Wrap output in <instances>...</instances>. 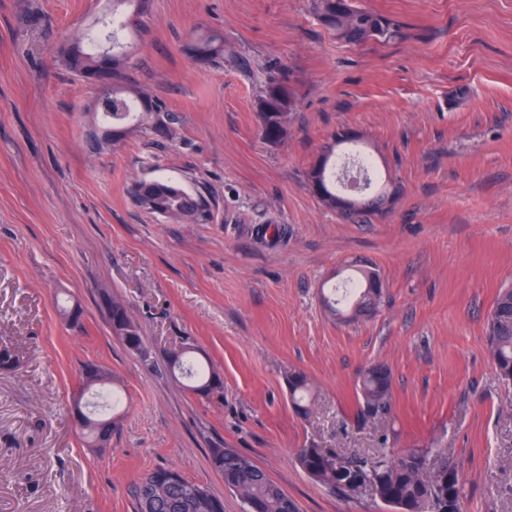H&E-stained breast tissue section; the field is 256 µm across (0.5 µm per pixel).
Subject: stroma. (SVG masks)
<instances>
[{
  "label": "stroma",
  "instance_id": "stroma-1",
  "mask_svg": "<svg viewBox=\"0 0 512 512\" xmlns=\"http://www.w3.org/2000/svg\"><path fill=\"white\" fill-rule=\"evenodd\" d=\"M402 39L352 46L312 0H150L131 72L179 117L175 143L131 131L97 145L92 86L54 49L106 0H0V512H134L130 487L170 466L244 512L210 448L247 455L299 512H392L312 481L296 452L365 457L429 444L453 456L465 512H512V383L485 324L512 285V0H354ZM197 29L224 58L195 63ZM284 64L296 105L283 141L259 131L268 73ZM361 136L398 192L366 224L344 223L306 183L332 134ZM169 176L210 205L207 224L138 208L128 189ZM275 221L278 241L258 234ZM375 269L378 310L352 321L325 287ZM128 306L147 354L112 334ZM77 307L68 323L58 304ZM194 344L224 393L186 390L169 350ZM106 368L126 410L107 448L70 413L86 363ZM390 372V417L362 422L358 380ZM304 373L306 413L288 378ZM185 49L195 62L210 65L224 55V37L211 30L199 29L191 35Z\"/></svg>",
  "mask_w": 512,
  "mask_h": 512
}]
</instances>
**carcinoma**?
I'll list each match as a JSON object with an SVG mask.
<instances>
[{
  "instance_id": "cac0c4a2",
  "label": "carcinoma",
  "mask_w": 512,
  "mask_h": 512,
  "mask_svg": "<svg viewBox=\"0 0 512 512\" xmlns=\"http://www.w3.org/2000/svg\"><path fill=\"white\" fill-rule=\"evenodd\" d=\"M112 19L100 21L80 36L59 45L57 58L76 77L88 82L99 80L104 86L95 89L87 111L100 116L105 124L103 139L120 142L132 122L146 130L169 133L179 117L141 87L134 84L129 71L137 43L148 26L147 0H111ZM320 21L337 39L352 45L370 41L386 43L403 37L399 24L390 17L356 6L353 0H315ZM112 44V55H102V48ZM193 60L210 65L224 55V37L199 29L186 46ZM296 103L289 84L272 76L268 79L260 101V131L269 142L285 138L291 111ZM358 138L347 131L338 132L333 141L321 147L316 161L306 173L311 191L327 207L336 210L343 220L366 222L383 211L385 198L392 195L387 186L363 176L366 188L376 186L373 193L353 207L338 204L336 156L346 145L357 146ZM130 197L135 205L152 214L181 224H203L211 219V210L203 197L189 192L180 181L167 177L139 179L131 184ZM357 287L352 296L333 299L331 310L337 314L360 312L365 304H377L382 288L365 285L364 276L353 279ZM107 313L112 315V334L120 340L142 339L140 330L130 317L125 303L107 299ZM486 335L497 373L512 381V287L501 290L489 316ZM193 347L184 344L180 355L169 361L171 371H179L190 379L188 389L201 395L224 394V385L213 364L193 362ZM83 388L92 391L93 417L82 425V440L108 443L117 428V413L123 405L120 391L110 387L107 375L95 370L83 374ZM292 401L301 412L309 391V380L302 373L288 379ZM358 386L362 397L359 416L362 421L385 416L392 406L388 370L372 365L362 371ZM432 449L408 448L397 452L384 450L369 458H349L321 448H300L296 460L316 483L346 498L358 496L361 486L369 483L374 496L394 512H463L464 483L457 466L449 456L441 460L440 469L428 467ZM211 466L224 478V485L237 492L245 503L255 504L254 512H298L295 502L248 456L234 448L209 449ZM177 480L166 486H151L148 473L132 484L131 496L135 512H224L223 503L203 491V487L175 472Z\"/></svg>"
}]
</instances>
